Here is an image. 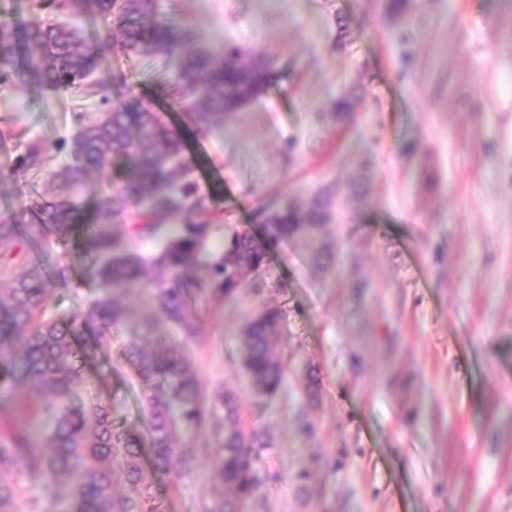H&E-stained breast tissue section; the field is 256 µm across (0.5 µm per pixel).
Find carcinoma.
<instances>
[{
    "label": "carcinoma",
    "instance_id": "carcinoma-1",
    "mask_svg": "<svg viewBox=\"0 0 512 512\" xmlns=\"http://www.w3.org/2000/svg\"><path fill=\"white\" fill-rule=\"evenodd\" d=\"M91 25L51 23L43 15H67L77 0H29L34 19L18 28L0 24V88L25 81L66 90L92 101L93 113L72 114L73 133L57 143L33 140L0 179L17 169L42 182L43 224H28L25 210L0 218V382L20 400L35 402L47 432L38 445L19 432L0 434V512H15L24 495L29 512H150L154 473L184 475L198 467L199 449H210L215 481L231 496H209L203 512H242L262 486L258 434L241 422L235 396L211 394L189 368L182 347L198 337L200 301L219 295L236 301L249 288L257 295L283 287L270 259L288 240L312 248L313 260L332 259L324 244L334 217V195L316 191L307 207L273 197L253 212V224H218L213 216L224 182L200 188L205 158L191 152L188 135H208L224 120L267 93L282 77L256 48L204 40L183 20L158 15L157 0H82ZM118 49L152 69L166 97L187 110L192 127L166 120L136 92L126 75H102V48ZM68 151L77 163L51 167ZM99 227L83 241L91 260L85 275L99 283L94 304L104 326L121 327L139 381L146 387L147 437L112 427V408L84 382L87 336L78 344L74 322L46 316L47 283L17 247L32 240L67 241ZM219 249H213L216 238ZM284 325L278 306L259 303L243 328L241 369L263 412L285 386L275 342ZM195 438L175 448L186 432ZM152 452V471L141 464ZM126 490L115 494L116 476ZM53 491L47 504L41 492Z\"/></svg>",
    "mask_w": 512,
    "mask_h": 512
}]
</instances>
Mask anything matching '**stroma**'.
<instances>
[{"mask_svg":"<svg viewBox=\"0 0 512 512\" xmlns=\"http://www.w3.org/2000/svg\"><path fill=\"white\" fill-rule=\"evenodd\" d=\"M159 2L208 43L261 48L285 73L190 144L206 159L199 179L224 182L218 219L246 224L267 198L335 191L333 262L290 241L272 261L284 288L198 305L202 334L186 356L207 389L238 396L262 436L249 512H512V0H407L398 13L383 0ZM92 109L26 83L0 91V164L21 143L69 135L72 114ZM40 191L15 172L0 183V214L37 211ZM23 250L43 272L73 269L49 313L97 327L89 255L72 242ZM262 299L285 312L287 370L258 416L239 356ZM108 336L86 377L114 427L140 437L145 395L127 338ZM161 482L157 512H201L214 488L205 464Z\"/></svg>","mask_w":512,"mask_h":512,"instance_id":"stroma-1","label":"stroma"}]
</instances>
